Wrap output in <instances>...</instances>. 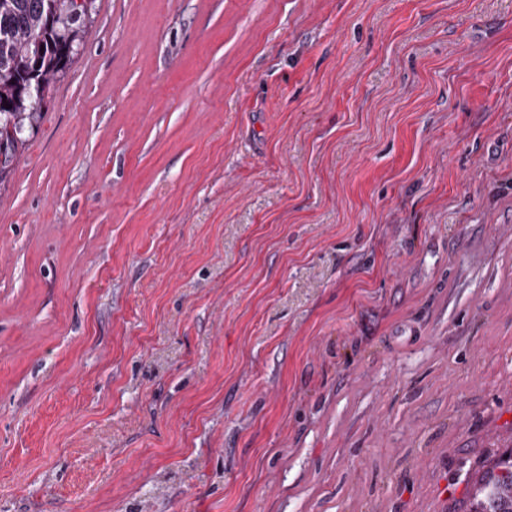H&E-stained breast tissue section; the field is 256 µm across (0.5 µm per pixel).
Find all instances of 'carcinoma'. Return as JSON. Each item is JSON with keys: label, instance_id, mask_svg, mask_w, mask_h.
Returning a JSON list of instances; mask_svg holds the SVG:
<instances>
[{"label": "carcinoma", "instance_id": "cac0c4a2", "mask_svg": "<svg viewBox=\"0 0 512 512\" xmlns=\"http://www.w3.org/2000/svg\"><path fill=\"white\" fill-rule=\"evenodd\" d=\"M77 0H0V183L41 116L51 77L65 71L84 34ZM480 483L470 512H512V450Z\"/></svg>", "mask_w": 512, "mask_h": 512}]
</instances>
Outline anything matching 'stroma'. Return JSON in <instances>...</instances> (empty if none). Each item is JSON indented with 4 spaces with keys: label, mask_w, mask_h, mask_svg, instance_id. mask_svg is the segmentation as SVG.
Returning a JSON list of instances; mask_svg holds the SVG:
<instances>
[{
    "label": "stroma",
    "mask_w": 512,
    "mask_h": 512,
    "mask_svg": "<svg viewBox=\"0 0 512 512\" xmlns=\"http://www.w3.org/2000/svg\"><path fill=\"white\" fill-rule=\"evenodd\" d=\"M0 185V512H469L512 449V0H89Z\"/></svg>",
    "instance_id": "35a3bbf8"
}]
</instances>
